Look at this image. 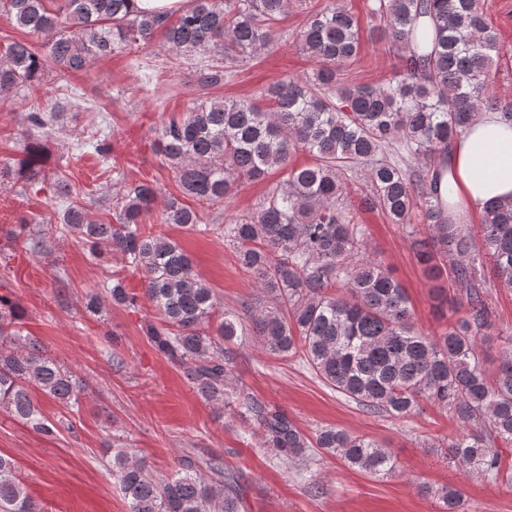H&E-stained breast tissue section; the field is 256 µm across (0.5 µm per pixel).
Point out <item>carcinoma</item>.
<instances>
[{
  "label": "carcinoma",
  "mask_w": 512,
  "mask_h": 512,
  "mask_svg": "<svg viewBox=\"0 0 512 512\" xmlns=\"http://www.w3.org/2000/svg\"><path fill=\"white\" fill-rule=\"evenodd\" d=\"M130 2L0 0V14L30 36L0 47V107L49 78L62 81L111 55L144 48L158 35L173 60L195 66L201 87L222 86L240 63L282 40L280 23L300 0H190L164 15L137 12ZM367 9L373 32L399 53L391 82L356 84L345 77L343 67L361 61L357 22L336 0H323L295 37L315 62L311 75H286L255 96L194 101L158 129L161 161L174 170L183 194L201 204L225 202L244 180L280 174L254 210L203 224L171 197L155 217L158 184L129 180L114 167L121 190L102 191L95 202L112 205L115 223H99L73 204L51 232L84 241L99 258L127 259L160 315L144 323L147 339L187 369L205 400L237 404L262 447L283 460L320 448L371 475L398 468L383 444L332 427L308 435L235 384L236 345L247 337L275 357L299 358L327 387L370 412L404 419L424 403L449 412L464 425L449 444L452 461L467 473L512 483L497 448L512 445V336L491 377L478 345L490 325L488 282L512 288V200L486 204L477 243L466 225L448 223L438 191L440 158L479 113L499 112L512 121V101L490 89L503 47L479 0H368ZM73 104L31 105L23 122L29 188L45 183L41 141L52 137L57 115ZM88 146L109 164L106 138L96 132L77 143L80 150ZM299 151L314 163L293 166ZM395 151L428 163L410 172L390 159ZM358 170L365 172L370 204L390 223L421 219L424 237L415 247L426 276L437 280L449 271L461 288V316L441 333L416 327L406 289L370 255L343 179ZM153 219L223 237L270 305L242 314L226 310L209 331L214 291L178 242L147 230ZM19 237L32 254L47 248L49 236L29 231L24 220L14 234ZM478 244L491 266L475 257ZM106 291L116 306L137 304L119 278ZM35 390L70 408L81 394L70 370L20 334L9 298L0 295V409L52 435L57 424L39 409ZM112 476L130 512H244L238 477L213 457L189 451L178 469L160 476L119 449ZM437 495L448 512L460 509L459 490L445 487ZM0 512H44L3 455Z\"/></svg>",
  "instance_id": "carcinoma-1"
}]
</instances>
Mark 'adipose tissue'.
Here are the masks:
<instances>
[{"label":"adipose tissue","mask_w":512,"mask_h":512,"mask_svg":"<svg viewBox=\"0 0 512 512\" xmlns=\"http://www.w3.org/2000/svg\"><path fill=\"white\" fill-rule=\"evenodd\" d=\"M443 198L454 223L465 224L491 200L512 198V123L483 112L440 163Z\"/></svg>","instance_id":"obj_1"}]
</instances>
